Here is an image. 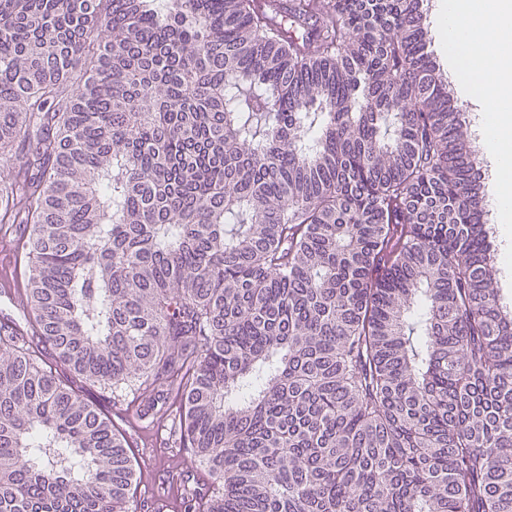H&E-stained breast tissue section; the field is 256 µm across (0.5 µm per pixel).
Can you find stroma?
<instances>
[{
    "label": "stroma",
    "mask_w": 512,
    "mask_h": 512,
    "mask_svg": "<svg viewBox=\"0 0 512 512\" xmlns=\"http://www.w3.org/2000/svg\"><path fill=\"white\" fill-rule=\"evenodd\" d=\"M40 351L44 367L53 369L61 381L81 391L124 434L137 469L135 507H142L144 500L167 496L177 467H194L193 458L181 443L180 408L174 397H166L164 414H145V396L141 392L126 389L115 393L91 386L56 362L48 345H41Z\"/></svg>",
    "instance_id": "stroma-1"
}]
</instances>
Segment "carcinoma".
I'll return each mask as SVG.
<instances>
[{"instance_id":"1","label":"carcinoma","mask_w":512,"mask_h":512,"mask_svg":"<svg viewBox=\"0 0 512 512\" xmlns=\"http://www.w3.org/2000/svg\"><path fill=\"white\" fill-rule=\"evenodd\" d=\"M424 0H0V224L91 384L168 378L184 512H512V305ZM0 333V512H130Z\"/></svg>"}]
</instances>
